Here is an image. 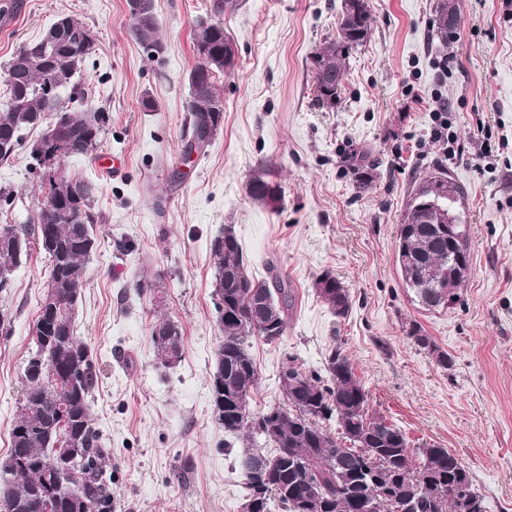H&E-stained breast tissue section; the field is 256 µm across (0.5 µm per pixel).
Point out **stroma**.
<instances>
[{
  "mask_svg": "<svg viewBox=\"0 0 512 512\" xmlns=\"http://www.w3.org/2000/svg\"><path fill=\"white\" fill-rule=\"evenodd\" d=\"M375 22L350 55L340 100L319 103L313 57L334 36L341 0H154L166 45L148 60L128 35L127 0H18L0 28V76L12 53L57 16L85 22L95 51L81 80L105 112L99 141L65 158L62 171L91 180L104 218L75 310L77 334L100 369L93 416L112 452V512H243L241 441L216 420L210 391L224 340L212 286L211 242L234 225L248 271L278 265L296 290L284 335L252 337L258 372L251 412L283 403L286 354L322 372L332 348L352 363L369 410L394 422L410 448L448 449L472 473L489 512H512V0H457L455 40L441 45L437 0H369ZM220 22L235 67L220 78L224 124L205 155L182 161L194 25ZM155 103L145 111L144 98ZM447 104L448 139L434 137L436 101ZM487 158H477L479 149ZM378 163L369 186L350 157ZM115 154L118 173L96 166ZM268 167L282 194L253 201L246 185ZM445 168L461 185L470 226V272L449 310L411 301L396 267L398 226L423 174ZM0 187L16 191L12 223L33 216L39 176L26 150L0 162ZM332 273L351 309L334 315L313 283ZM148 278L152 291L137 293ZM42 252L0 290V455L9 448L23 371L47 283ZM182 330V356L162 366L151 330L159 317ZM419 325L431 345L409 337ZM448 352L450 368L436 361Z\"/></svg>",
  "mask_w": 512,
  "mask_h": 512,
  "instance_id": "obj_1",
  "label": "stroma"
}]
</instances>
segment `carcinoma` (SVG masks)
Masks as SVG:
<instances>
[{"label":"carcinoma","mask_w":512,"mask_h":512,"mask_svg":"<svg viewBox=\"0 0 512 512\" xmlns=\"http://www.w3.org/2000/svg\"><path fill=\"white\" fill-rule=\"evenodd\" d=\"M59 43L73 48L45 64L40 41L23 44L9 60L4 73L8 98L0 102V162L20 148H27L34 164L42 163L50 126L70 144V154H84L96 144L105 124L102 112L89 106L77 81L91 55L94 37L79 18L66 14ZM374 17L369 0H361L358 14L342 11L336 36L320 48L314 63L318 100L336 104L351 51L367 42ZM435 36L448 44L457 28H448V8L437 3L433 19ZM132 40L154 60L163 54L158 18L141 23L130 14ZM192 45L202 40L208 53L198 58L187 76L190 122L183 132L189 141L206 129L208 138L198 148L206 152L224 122V101L218 75L235 66V50L219 23L202 21L192 30ZM58 86L69 94L58 100L59 111L48 112L46 88ZM43 128L38 139L26 133ZM375 164L361 157L354 165L357 182L370 185ZM437 181L448 185L449 211L456 210L463 189L448 173L437 169L417 184L398 228L396 263L403 285L412 299L427 310L446 309L444 289L439 287L448 271V253L469 258L468 241L448 245L439 232L436 214L415 206ZM249 195L270 205V191L280 186L261 167L250 178ZM94 184L57 172L48 174V188L27 224H0V289L28 258L36 241L47 259L55 287L57 309L39 314L33 330L35 350L24 369L26 387L10 432V449L0 457V512H112V456L96 428L91 399L98 385L99 369L88 346L76 335L74 311L84 286L85 265L96 248L94 225L102 215L94 208ZM214 294L224 301L219 324L224 342L215 351L210 389L216 419L224 432L242 439L238 456L247 481V498L254 495L252 466L265 464L267 495L257 512H268L269 501L279 502L283 512H361L373 502L375 512H458L460 501L477 502L472 512H488L475 488L473 476L446 448H409L403 430L383 416L368 411V391L355 375L352 364L334 348L324 365L326 375L311 372L288 356L281 374L301 385L284 392L286 402L254 416L249 397L258 383L256 363L247 339L262 336L269 341L283 336L294 289L287 278L275 273L264 280L251 278L246 258L233 226L226 225L212 242ZM314 288L336 315L350 310V295L335 276L320 274ZM151 339L157 359L172 366L182 356L179 325L169 319L155 321ZM340 427L336 435L328 424ZM263 438L275 444L266 455L254 450ZM75 461L68 474L54 471L58 454ZM76 488L86 501L85 510L73 506L59 493L60 487Z\"/></svg>","instance_id":"1"}]
</instances>
